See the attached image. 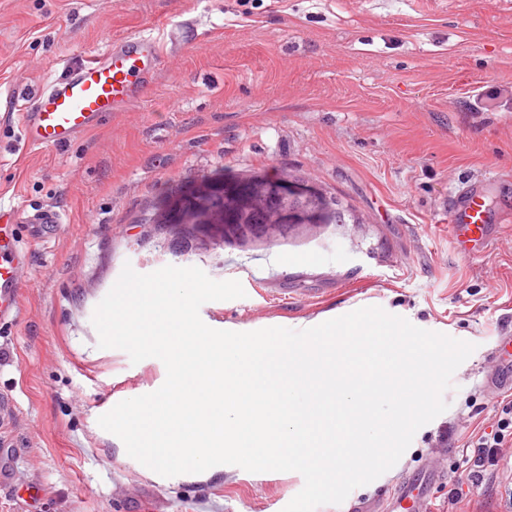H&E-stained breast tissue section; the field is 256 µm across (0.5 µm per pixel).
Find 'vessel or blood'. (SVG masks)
<instances>
[{"instance_id": "b4317fda", "label": "vessel or blood", "mask_w": 512, "mask_h": 512, "mask_svg": "<svg viewBox=\"0 0 512 512\" xmlns=\"http://www.w3.org/2000/svg\"><path fill=\"white\" fill-rule=\"evenodd\" d=\"M160 58L155 41L147 35H134L113 41L103 57L69 70L23 106L22 137L27 150L39 151L70 143L98 127L104 120L148 88ZM497 176L490 175L481 185L459 191L448 210L453 240L460 252L476 254L492 240L490 215L484 196ZM9 224L29 225L34 240L45 242L56 237L61 214L55 208L33 211L10 209ZM25 258L13 235L0 234V319L19 314V290ZM445 471L438 466L420 474H410L392 494L390 512H401L405 501L424 499L428 488L443 481Z\"/></svg>"}]
</instances>
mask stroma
Masks as SVG:
<instances>
[{"label": "stroma", "instance_id": "obj_1", "mask_svg": "<svg viewBox=\"0 0 512 512\" xmlns=\"http://www.w3.org/2000/svg\"><path fill=\"white\" fill-rule=\"evenodd\" d=\"M153 36L144 98L67 146L21 152L19 104L108 39ZM491 214L512 212V0H0V209L52 206L49 244L13 229L29 266L20 314L0 321V512H283L296 472L225 466L156 479L98 424L157 390L156 358L103 349L92 323L124 265L195 266L244 298L200 317L238 332L303 330L378 306L473 343L398 463L347 504L381 512L400 479L443 465L431 512H512L469 495L462 451L495 421L485 377L512 336V221L457 252L448 205L488 172ZM270 184L345 204L357 223L271 237L189 220L212 186Z\"/></svg>", "mask_w": 512, "mask_h": 512}]
</instances>
